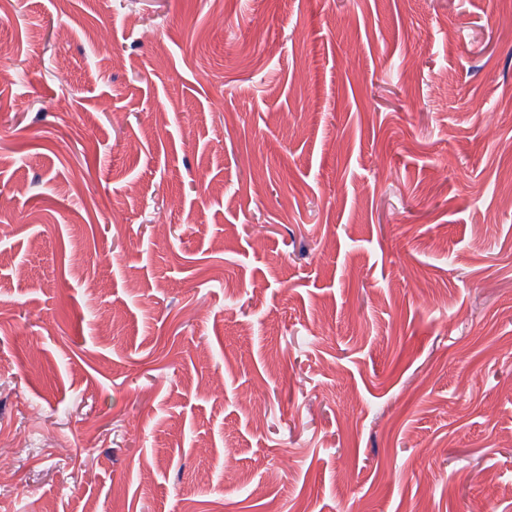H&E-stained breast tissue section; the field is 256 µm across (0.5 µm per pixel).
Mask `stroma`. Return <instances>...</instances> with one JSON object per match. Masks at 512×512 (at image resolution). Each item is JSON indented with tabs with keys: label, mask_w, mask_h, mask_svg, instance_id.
<instances>
[{
	"label": "stroma",
	"mask_w": 512,
	"mask_h": 512,
	"mask_svg": "<svg viewBox=\"0 0 512 512\" xmlns=\"http://www.w3.org/2000/svg\"><path fill=\"white\" fill-rule=\"evenodd\" d=\"M0 43V512H512V0Z\"/></svg>",
	"instance_id": "35a3bbf8"
}]
</instances>
